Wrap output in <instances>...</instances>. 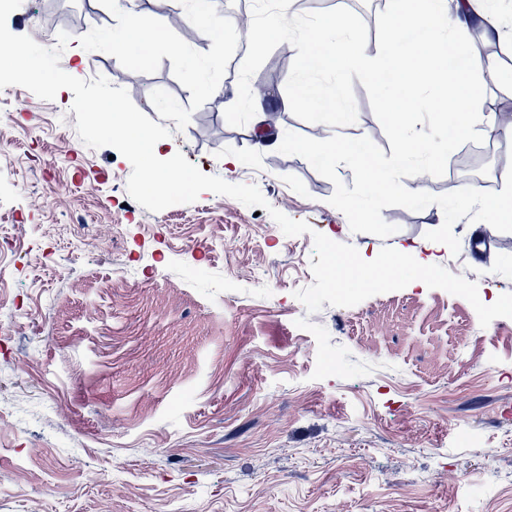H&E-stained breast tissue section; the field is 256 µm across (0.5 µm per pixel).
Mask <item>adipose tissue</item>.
<instances>
[{"label": "adipose tissue", "instance_id": "ef3b65f1", "mask_svg": "<svg viewBox=\"0 0 512 512\" xmlns=\"http://www.w3.org/2000/svg\"><path fill=\"white\" fill-rule=\"evenodd\" d=\"M390 12L395 19L393 43L398 55L405 58L402 69H395L392 60L380 63V70L389 72V93L396 111H405L410 90L418 85L432 86L438 100L454 96L458 120L448 129L449 137L458 139L476 130L474 104L480 95V86L472 82L475 60H468L465 69L436 68V60L447 51H460L464 43L459 36L475 15L490 17L488 0H390ZM300 59L303 69L318 71L327 63L353 64L362 70L371 69V61L364 51L353 44L342 22L320 28L313 41L297 40L288 43ZM102 125L125 124L127 145L131 150L151 156L160 155L165 142L156 133L130 123L124 104L117 100L102 104Z\"/></svg>", "mask_w": 512, "mask_h": 512}]
</instances>
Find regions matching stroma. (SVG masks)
I'll list each match as a JSON object with an SVG mask.
<instances>
[{
	"label": "stroma",
	"instance_id": "1",
	"mask_svg": "<svg viewBox=\"0 0 512 512\" xmlns=\"http://www.w3.org/2000/svg\"><path fill=\"white\" fill-rule=\"evenodd\" d=\"M147 2L140 24L168 40L143 66L115 47L129 17L107 0H22L7 27L67 33L66 73L124 88L170 130V152L256 184L312 231L285 235L211 192L148 211L127 193L130 162L79 139L70 90L0 89V239L14 244L0 253V512H512V232L458 220V255L439 253L423 285L307 313L294 293L314 281L312 232L371 260L424 242L441 208L382 209L397 227L385 239L351 232L330 180L254 140L274 110L278 134L338 131L390 151L361 81L356 122L316 126L293 115L286 77L263 75L294 51L273 35L245 53L225 29L238 0H219L191 40L187 0ZM341 15L370 59L392 53L388 10L363 0ZM495 15L497 28H469L470 53L512 32V0ZM257 92L265 111L249 106ZM447 165L403 184L502 190L512 135ZM478 321L489 335H473Z\"/></svg>",
	"mask_w": 512,
	"mask_h": 512
}]
</instances>
